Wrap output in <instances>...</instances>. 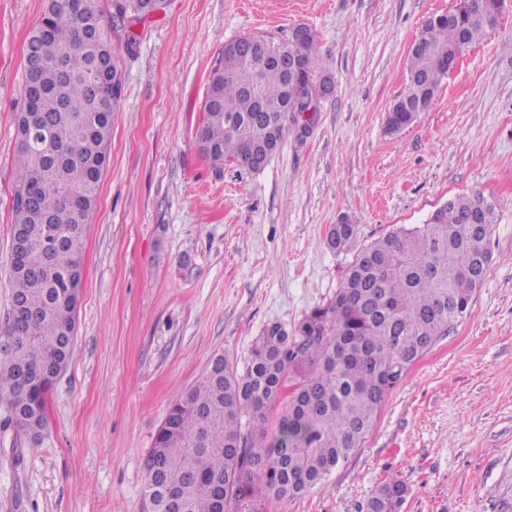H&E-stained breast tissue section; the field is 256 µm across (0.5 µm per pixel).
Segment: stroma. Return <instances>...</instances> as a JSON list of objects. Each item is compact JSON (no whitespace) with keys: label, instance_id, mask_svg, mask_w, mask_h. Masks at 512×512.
<instances>
[{"label":"stroma","instance_id":"1","mask_svg":"<svg viewBox=\"0 0 512 512\" xmlns=\"http://www.w3.org/2000/svg\"><path fill=\"white\" fill-rule=\"evenodd\" d=\"M453 0H163L120 46L125 93L86 227L75 353L40 436L0 431V512H142L145 459L170 405L224 355L245 366L277 322L335 293L352 253L448 199L497 203L491 263L466 314L409 370L362 448L323 485L266 512H363L391 476L402 512H512V0L498 26L398 135L384 130L406 59ZM46 0H0V315L10 303L16 114L27 37ZM307 26L335 82L304 136L260 172L194 140L227 42ZM341 220H344L345 223L333 224L326 237L329 249L337 252L349 250L354 244L358 234V226L354 224L352 219L343 216ZM340 225H343V227L341 228Z\"/></svg>","mask_w":512,"mask_h":512}]
</instances>
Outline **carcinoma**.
Segmentation results:
<instances>
[{
	"mask_svg": "<svg viewBox=\"0 0 512 512\" xmlns=\"http://www.w3.org/2000/svg\"><path fill=\"white\" fill-rule=\"evenodd\" d=\"M48 0L28 45L39 60L26 73L16 130L30 122L32 141L17 138L13 230L23 233L28 269L10 266L11 302L0 322V405L21 414L3 428L38 434L46 422L54 367L75 351V313L82 281V239L109 159L124 86L112 32L161 0ZM503 0H466L424 21L412 46L402 91L386 131L398 135L425 111L447 76L442 60L462 54L494 29ZM292 71L224 45L211 67L204 117L195 129L200 153L214 164L283 143L296 120L290 88L330 77L314 39L299 46ZM70 58L61 70L56 61ZM480 213L484 229L467 219ZM327 233L329 249L347 251L358 225L347 216ZM497 205L481 194L456 196L419 227H397L359 249L330 301L294 329L265 326L247 367L228 361L203 372L172 404L145 462L147 512H264L267 498L286 501L322 483L363 442L390 392L410 367L467 310L491 261L488 236ZM280 410L277 434L267 412ZM407 486L381 484L365 512H401Z\"/></svg>",
	"mask_w": 512,
	"mask_h": 512,
	"instance_id": "1",
	"label": "carcinoma"
}]
</instances>
